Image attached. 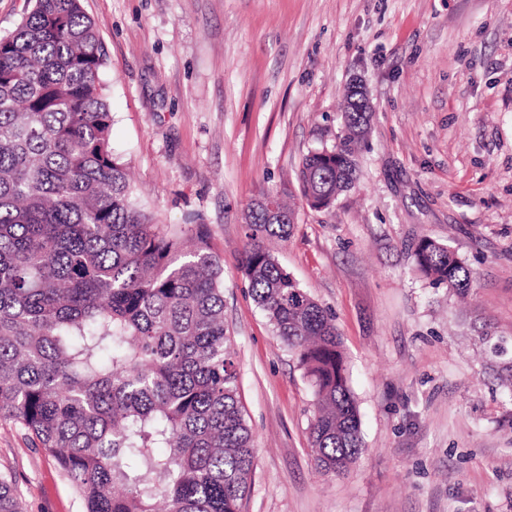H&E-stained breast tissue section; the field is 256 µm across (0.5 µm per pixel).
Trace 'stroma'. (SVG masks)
Segmentation results:
<instances>
[{
  "instance_id": "35a3bbf8",
  "label": "stroma",
  "mask_w": 512,
  "mask_h": 512,
  "mask_svg": "<svg viewBox=\"0 0 512 512\" xmlns=\"http://www.w3.org/2000/svg\"><path fill=\"white\" fill-rule=\"evenodd\" d=\"M107 54L112 149L165 223L204 225L256 448L242 512H512V0H82ZM364 84L359 178L298 201L280 265L329 309L364 447L317 468L313 393L242 275V215L344 133ZM427 235L472 269L461 299L413 269ZM24 512H83L76 487L0 422Z\"/></svg>"
}]
</instances>
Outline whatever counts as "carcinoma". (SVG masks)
<instances>
[{
	"instance_id": "cac0c4a2",
	"label": "carcinoma",
	"mask_w": 512,
	"mask_h": 512,
	"mask_svg": "<svg viewBox=\"0 0 512 512\" xmlns=\"http://www.w3.org/2000/svg\"><path fill=\"white\" fill-rule=\"evenodd\" d=\"M32 2L0 38V420L55 461L84 512H241L255 445L220 257L203 227L186 237L161 223L112 151L106 55L80 0ZM342 119V138L296 174L315 210L357 180L365 115ZM292 200L286 188L263 190L246 206L242 268L311 385L314 461L339 476L362 437L334 316L267 246L291 236ZM413 259L451 292L474 283L429 236ZM0 512H20L6 476Z\"/></svg>"
}]
</instances>
